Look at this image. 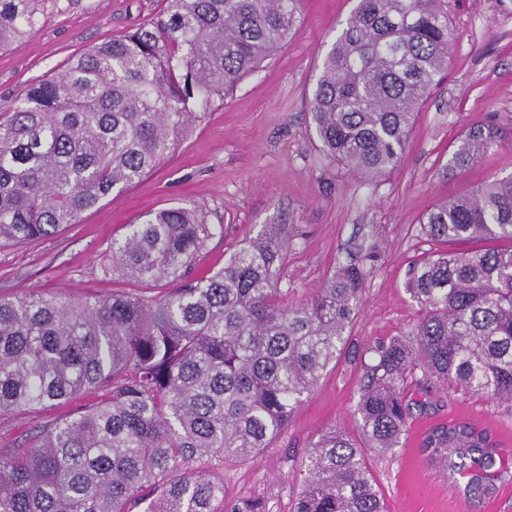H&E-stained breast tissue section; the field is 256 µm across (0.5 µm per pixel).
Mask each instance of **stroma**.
Returning <instances> with one entry per match:
<instances>
[{
    "mask_svg": "<svg viewBox=\"0 0 512 512\" xmlns=\"http://www.w3.org/2000/svg\"><path fill=\"white\" fill-rule=\"evenodd\" d=\"M355 5L301 0L298 35L231 94L200 109L188 135L156 169L114 189L54 238L0 245V295L46 290L70 297L112 291L153 296L156 288L103 276L107 247L145 213L199 206L208 223L224 227L201 254L203 271L223 267L263 225H287L284 280L293 304L309 298L358 245H376L378 258L345 346L287 427L257 460L205 457L196 464L223 480L227 496L261 498L269 512H290L307 450L320 434L338 428L362 441L355 412L361 356L377 343L409 335L421 317L407 283L431 249L420 235L423 214L481 182L512 174V0H448V72L418 113L396 167L366 177L324 159L311 119L313 92L324 57ZM165 9V0H45L28 36L0 50V109L87 48ZM481 124L498 127L502 142L469 170H450L464 133ZM404 394L413 409L400 446L367 455L389 512H485L484 504L465 499L428 466L424 439L435 426L476 421L512 449V413L483 394L432 380L407 382ZM103 398L100 392L82 394L62 410L1 419L0 448L16 447L63 411H81Z\"/></svg>",
    "mask_w": 512,
    "mask_h": 512,
    "instance_id": "1",
    "label": "stroma"
}]
</instances>
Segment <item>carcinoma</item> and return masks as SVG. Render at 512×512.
I'll return each mask as SVG.
<instances>
[{
  "label": "carcinoma",
  "mask_w": 512,
  "mask_h": 512,
  "mask_svg": "<svg viewBox=\"0 0 512 512\" xmlns=\"http://www.w3.org/2000/svg\"><path fill=\"white\" fill-rule=\"evenodd\" d=\"M39 0H0V47L33 27ZM300 0H167L137 30L77 56L0 112V243L57 235L118 186L153 170L213 97H224L299 32ZM448 0H358L327 52L312 118L325 155L380 176L448 69ZM501 142L469 129L449 167ZM439 245L412 270L422 312L412 334L368 349L356 411L365 445L338 429L312 442L292 512H387L364 448L406 431L402 387L416 372L512 404V174L428 210ZM216 227L174 206L112 239L107 272L168 288L67 298L0 296V417L106 399L0 451V512H267L227 500L203 457H257L336 360L367 273L340 263L314 295L286 305V230L266 224L224 267L195 275ZM484 240L505 245L455 250ZM428 461L465 496L490 494L512 467L470 423L434 429Z\"/></svg>",
  "instance_id": "cac0c4a2"
}]
</instances>
